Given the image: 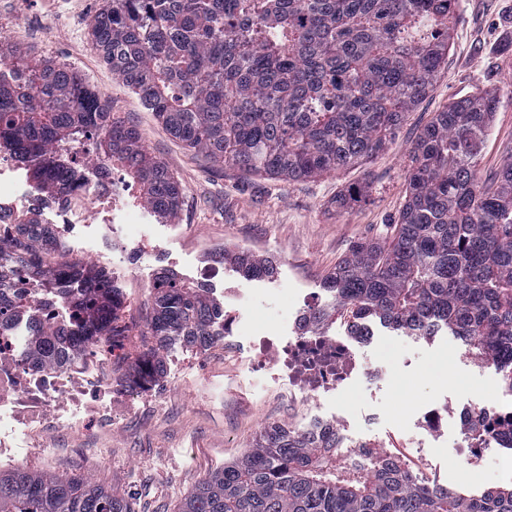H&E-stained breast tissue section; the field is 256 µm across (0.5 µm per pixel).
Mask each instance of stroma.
Masks as SVG:
<instances>
[{
	"instance_id": "1",
	"label": "stroma",
	"mask_w": 512,
	"mask_h": 512,
	"mask_svg": "<svg viewBox=\"0 0 512 512\" xmlns=\"http://www.w3.org/2000/svg\"><path fill=\"white\" fill-rule=\"evenodd\" d=\"M103 5L0 0V45L19 49L30 62L50 61L80 75L115 117L139 130L145 149L183 189L175 220L135 208L137 251L117 252L111 235L92 228L85 240L64 242L69 258L93 269L108 273L117 261L129 268L117 280L126 317L144 315L162 268L219 290L247 287L224 263L225 252L246 250L279 264L252 304L267 330H276L290 318L293 297L320 291L354 242L391 239L405 203L412 144L431 113L451 98L482 91L500 99L479 168L489 178L512 162V0H459L453 46L431 93L409 111L383 151L359 166L289 184L259 176L243 181L235 169L173 139L93 48L89 29ZM56 155L76 170L89 196L111 202L100 167L66 146ZM365 179L367 203L337 213L331 206L336 193ZM85 199L60 201L38 189L30 206L44 224H54L61 213L83 223ZM461 349L445 332L423 339L375 326L372 340L353 350L363 364L388 367V374L320 405L290 398L277 368L253 370L252 350H231L220 341L205 350L170 346L158 381L135 390L117 382L111 355L89 356L67 370L62 393L9 395L0 408L10 419L9 430L0 433V470L65 473L83 465L135 512H180L196 486L242 456L265 425L301 428L313 415L339 410L346 411L351 431L377 449L413 459L421 436L408 418L412 409L443 396L464 402L493 392L487 376L458 359ZM434 462L452 484L474 491L498 478L494 461L470 470L449 444Z\"/></svg>"
}]
</instances>
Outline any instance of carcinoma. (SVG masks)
Here are the masks:
<instances>
[{
    "mask_svg": "<svg viewBox=\"0 0 512 512\" xmlns=\"http://www.w3.org/2000/svg\"><path fill=\"white\" fill-rule=\"evenodd\" d=\"M457 7L458 0H106L90 35L172 137L247 178L291 182L383 150L432 90ZM2 57L9 64L0 66V146L31 167L41 188L58 198L72 192L75 172L52 155L83 138L97 160L122 162L148 209L178 215L177 180L79 75L33 65L12 48ZM498 109L494 95L467 94L422 127L391 241L351 247L325 277L328 302L312 314L313 327L324 331L346 315L410 336L446 328L470 351L501 350L496 366L512 393V162L491 187L477 173ZM369 190L348 184L332 206L347 212ZM224 261L245 279L278 273L275 259L245 251L226 252ZM32 286L68 303L76 325L47 319ZM112 291L106 274L68 258L54 229L33 215L0 239V339L25 325L22 361L32 369L65 370L96 349L112 352V339L132 331ZM223 316L209 289L162 273L143 351L114 362L113 372L129 386L153 381L171 344L209 348L224 335ZM338 447L334 432L269 423L243 456L203 479L180 512H512V486L481 494L432 488L377 450L366 466L348 468ZM0 512L133 510L88 468L0 473Z\"/></svg>",
    "mask_w": 512,
    "mask_h": 512,
    "instance_id": "obj_1",
    "label": "carcinoma"
}]
</instances>
